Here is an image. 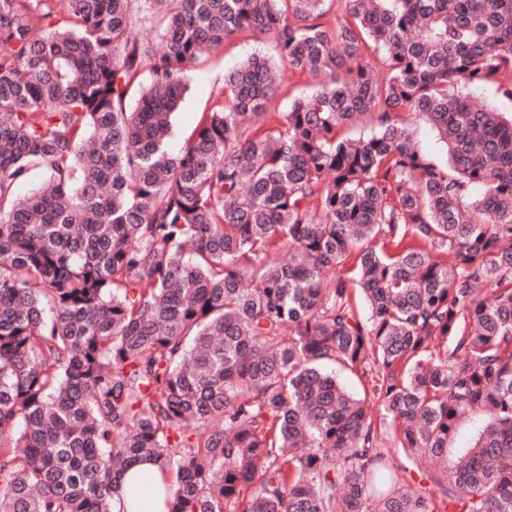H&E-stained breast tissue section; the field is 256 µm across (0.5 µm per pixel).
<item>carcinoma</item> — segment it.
<instances>
[{
    "instance_id": "carcinoma-1",
    "label": "carcinoma",
    "mask_w": 512,
    "mask_h": 512,
    "mask_svg": "<svg viewBox=\"0 0 512 512\" xmlns=\"http://www.w3.org/2000/svg\"><path fill=\"white\" fill-rule=\"evenodd\" d=\"M244 34L275 55L170 152L187 67ZM283 70L315 81L286 112ZM486 86L512 102V0H0V512H113L143 460L168 512H512ZM426 464L437 490L407 488ZM483 426L484 417L480 412H475L462 420L452 441V456H461L466 453Z\"/></svg>"
}]
</instances>
